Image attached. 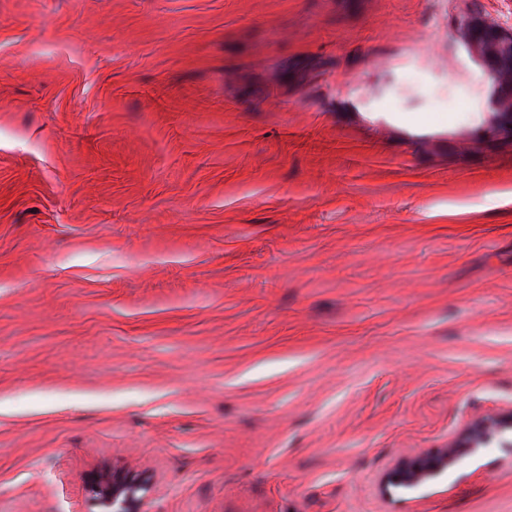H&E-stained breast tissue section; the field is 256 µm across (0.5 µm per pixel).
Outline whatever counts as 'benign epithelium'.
<instances>
[{"instance_id": "obj_1", "label": "benign epithelium", "mask_w": 512, "mask_h": 512, "mask_svg": "<svg viewBox=\"0 0 512 512\" xmlns=\"http://www.w3.org/2000/svg\"><path fill=\"white\" fill-rule=\"evenodd\" d=\"M463 27L472 47L482 57L499 89L498 128L512 140V30H506L478 15L470 14ZM512 408L499 415L467 425L448 446L434 454H417L400 460L384 479L385 486L413 488L443 473L466 455L496 440L512 447ZM142 481L129 473L114 471L93 486L102 512H145L139 496Z\"/></svg>"}]
</instances>
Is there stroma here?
<instances>
[{"label":"stroma","mask_w":512,"mask_h":512,"mask_svg":"<svg viewBox=\"0 0 512 512\" xmlns=\"http://www.w3.org/2000/svg\"><path fill=\"white\" fill-rule=\"evenodd\" d=\"M512 0H0V512H512ZM392 112L405 121L389 120ZM463 27L472 47L482 57L499 89L498 128L512 140V30L469 14ZM508 432L510 437L507 436ZM494 439L502 448L512 447V408L499 415L473 421L446 448H441L434 454H417L400 460L385 475L383 483L386 487L419 486L478 448L486 447ZM142 489L138 477L121 471H112L111 476L93 486L98 493L97 505L104 512H148L143 510L144 500L138 495Z\"/></svg>","instance_id":"stroma-1"}]
</instances>
